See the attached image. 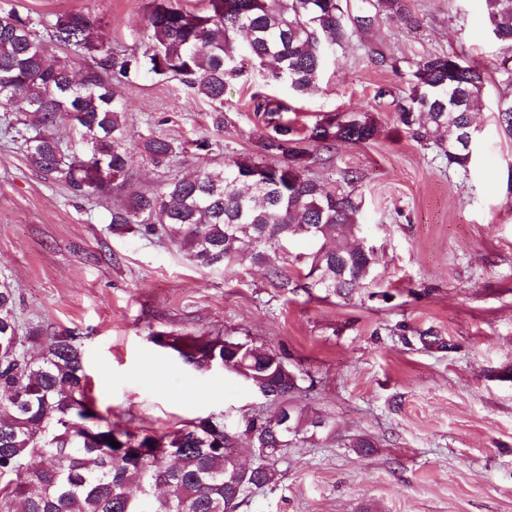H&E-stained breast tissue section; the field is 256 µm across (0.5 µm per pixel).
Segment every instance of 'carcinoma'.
<instances>
[{
    "label": "carcinoma",
    "instance_id": "carcinoma-1",
    "mask_svg": "<svg viewBox=\"0 0 512 512\" xmlns=\"http://www.w3.org/2000/svg\"><path fill=\"white\" fill-rule=\"evenodd\" d=\"M198 15L172 0H152L150 45L143 56L112 48L99 33L97 16L71 13L57 19L49 38L40 21L11 10L0 13V108L24 104L13 130L27 144L29 165L60 179L78 195H107L128 177L131 147L125 101L117 83L145 68L175 78L210 103L223 102L230 79L241 76L234 39L268 80L288 84L303 96L316 89L328 57L348 36L349 0H208ZM492 31L512 46V0H485ZM368 12H386L413 27L409 0H362ZM69 55L49 60V45ZM78 60L80 70L72 66ZM409 93L398 104L397 121L419 141L448 129V165L466 168L471 152L460 144L474 132L472 114L482 106L483 70L455 54L429 55L409 63ZM267 134L260 147L287 161L265 165L231 157L218 170L175 177L158 192L135 193L109 210L112 231L133 225L146 235L167 237L201 267L233 265L245 258L266 266L275 288L288 287L278 252L303 240L307 277L314 288L351 296L376 262L372 248L344 244L361 232V203L350 193L326 191L307 174L308 139L326 147L336 141L364 144L376 133L373 116L352 112L317 122L298 138L284 118L282 101L259 98ZM498 128L512 139V96L498 101ZM70 120L80 129L82 151H67L58 134ZM140 152L156 165L177 156L174 143L147 136ZM15 295L0 284V512H232L254 488L274 483L277 464L292 445L327 427L291 406L284 425L274 415H251L235 432L211 417L190 421L158 435L118 427L94 408L84 352L68 334L19 333ZM154 344L183 363L206 371L223 360L226 372L251 387H268L293 398L302 378L276 354L223 338L152 334ZM41 354L28 356L26 344ZM119 443L115 447L109 439ZM345 447L361 456L374 452L369 437L350 438ZM257 461L248 474L240 456ZM237 476L243 491L229 505L226 480Z\"/></svg>",
    "mask_w": 512,
    "mask_h": 512
}]
</instances>
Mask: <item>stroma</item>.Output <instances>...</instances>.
I'll return each instance as SVG.
<instances>
[{
	"label": "stroma",
	"mask_w": 512,
	"mask_h": 512,
	"mask_svg": "<svg viewBox=\"0 0 512 512\" xmlns=\"http://www.w3.org/2000/svg\"><path fill=\"white\" fill-rule=\"evenodd\" d=\"M150 3L0 0V10L48 26L88 12L112 47L139 55ZM410 5L419 28L383 14L352 27L298 101L245 52L219 106L146 70L122 87L130 137L178 146L168 166L133 155L126 183L112 188L124 201L232 156L283 163L260 149L254 95L291 103L299 127L374 115L368 143L311 150L309 176L360 201L362 235L377 252L346 299L312 287L300 242L288 246L282 289L247 260L201 268L168 240L113 233L104 199L75 196L29 167L21 139L4 134L16 112L0 109V282L14 290L21 328L77 336L100 413L161 434L205 417L233 427L266 411L235 377L196 371L151 340L173 332L277 354L303 378L297 404L332 423V434L289 449L276 484L250 493L240 512H512V140L497 125V103L512 93V50L493 36L485 0ZM448 53L487 70L464 169L396 120L410 62ZM196 139L208 150H195ZM362 435L376 444L371 456L343 445Z\"/></svg>",
	"instance_id": "1"
}]
</instances>
